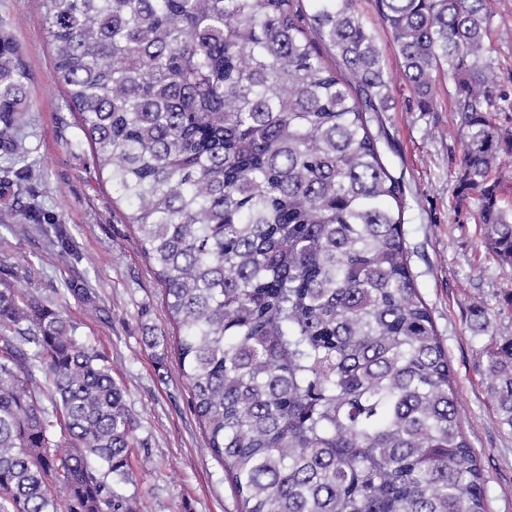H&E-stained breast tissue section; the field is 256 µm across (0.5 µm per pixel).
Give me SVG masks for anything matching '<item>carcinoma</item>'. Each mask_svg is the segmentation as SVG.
<instances>
[{"instance_id":"carcinoma-1","label":"carcinoma","mask_w":512,"mask_h":512,"mask_svg":"<svg viewBox=\"0 0 512 512\" xmlns=\"http://www.w3.org/2000/svg\"><path fill=\"white\" fill-rule=\"evenodd\" d=\"M67 106L164 290L211 454L243 512H486L448 354L416 288L403 191L367 114L388 74L356 0H38ZM418 111L454 84L456 192L512 269V83L488 0H377ZM29 66L0 35V158L20 191ZM29 228L44 215L12 208ZM0 288V512H131L137 421L108 360ZM35 347L28 355L14 337ZM512 428V336L488 351ZM41 370L52 407L40 404Z\"/></svg>"}]
</instances>
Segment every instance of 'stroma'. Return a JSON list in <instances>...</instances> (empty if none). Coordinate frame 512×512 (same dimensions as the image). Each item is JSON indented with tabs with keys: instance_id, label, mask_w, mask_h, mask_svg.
<instances>
[{
	"instance_id": "stroma-1",
	"label": "stroma",
	"mask_w": 512,
	"mask_h": 512,
	"mask_svg": "<svg viewBox=\"0 0 512 512\" xmlns=\"http://www.w3.org/2000/svg\"><path fill=\"white\" fill-rule=\"evenodd\" d=\"M491 56L512 71V0H490ZM389 72V111L372 116L383 161L399 178L404 232L416 286L443 338L466 420L464 431L487 479L488 512H512V428L488 395L486 350L512 336V271L489 254L476 198L458 200L454 185L461 144L450 79L435 87V109L420 112L403 78L400 57L380 23L376 0H357ZM0 31L10 35L30 66L29 111L23 129L35 176L21 200L36 204L54 232L0 224V260L13 287L31 289L74 327L78 343L107 357L114 381L138 422L139 448L129 481L115 491L135 512H239L223 465L206 447L190 405L175 347L149 348L145 339L175 340L164 292L139 252L125 204L99 172L93 151L64 102L37 0H0Z\"/></svg>"
}]
</instances>
